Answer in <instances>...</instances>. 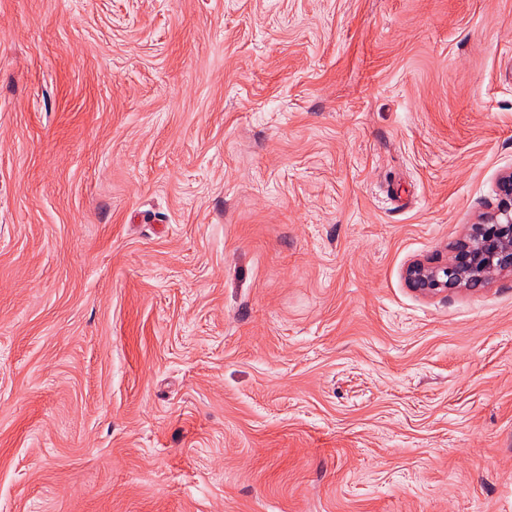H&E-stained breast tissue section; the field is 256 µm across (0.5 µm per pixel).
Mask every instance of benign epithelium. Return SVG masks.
Masks as SVG:
<instances>
[{
	"label": "benign epithelium",
	"mask_w": 512,
	"mask_h": 512,
	"mask_svg": "<svg viewBox=\"0 0 512 512\" xmlns=\"http://www.w3.org/2000/svg\"><path fill=\"white\" fill-rule=\"evenodd\" d=\"M497 195L496 209L481 223L471 225L445 263L414 262L407 267L410 287L433 293L488 283L496 275L512 271V171L499 177Z\"/></svg>",
	"instance_id": "1"
}]
</instances>
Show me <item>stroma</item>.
<instances>
[{"label": "stroma", "mask_w": 512, "mask_h": 512, "mask_svg": "<svg viewBox=\"0 0 512 512\" xmlns=\"http://www.w3.org/2000/svg\"><path fill=\"white\" fill-rule=\"evenodd\" d=\"M512 0H0V512H512ZM498 204L480 224H472L465 238L441 265L414 262L406 269L411 288L434 293L447 288L480 285L512 271V171L497 182Z\"/></svg>", "instance_id": "obj_1"}]
</instances>
